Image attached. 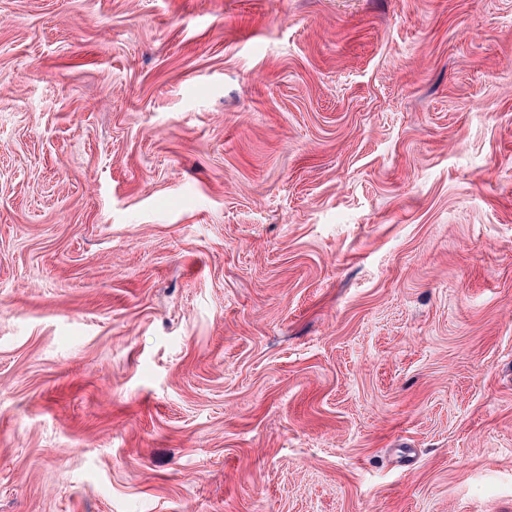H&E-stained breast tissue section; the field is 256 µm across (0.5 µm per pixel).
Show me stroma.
Here are the masks:
<instances>
[{"label": "stroma", "mask_w": 512, "mask_h": 512, "mask_svg": "<svg viewBox=\"0 0 512 512\" xmlns=\"http://www.w3.org/2000/svg\"><path fill=\"white\" fill-rule=\"evenodd\" d=\"M0 512H512V0H0Z\"/></svg>", "instance_id": "obj_1"}]
</instances>
